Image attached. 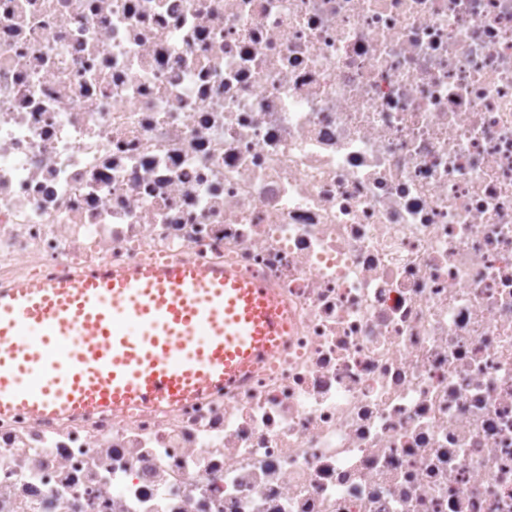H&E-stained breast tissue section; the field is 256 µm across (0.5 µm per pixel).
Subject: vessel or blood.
Here are the masks:
<instances>
[{"instance_id":"b4317fda","label":"vessel or blood","mask_w":512,"mask_h":512,"mask_svg":"<svg viewBox=\"0 0 512 512\" xmlns=\"http://www.w3.org/2000/svg\"><path fill=\"white\" fill-rule=\"evenodd\" d=\"M287 328L268 285L149 263L0 288V414L172 409L242 380Z\"/></svg>"}]
</instances>
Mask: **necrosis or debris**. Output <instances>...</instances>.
Masks as SVG:
<instances>
[{"instance_id":"4bbe7bcc","label":"necrosis or debris","mask_w":512,"mask_h":512,"mask_svg":"<svg viewBox=\"0 0 512 512\" xmlns=\"http://www.w3.org/2000/svg\"><path fill=\"white\" fill-rule=\"evenodd\" d=\"M147 261L287 335L0 415V512H512V0H0V286Z\"/></svg>"}]
</instances>
